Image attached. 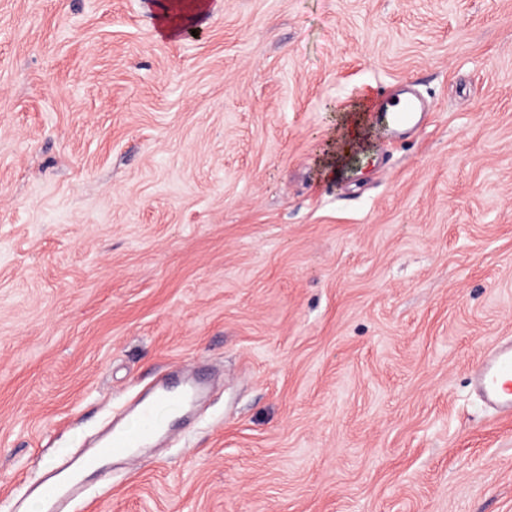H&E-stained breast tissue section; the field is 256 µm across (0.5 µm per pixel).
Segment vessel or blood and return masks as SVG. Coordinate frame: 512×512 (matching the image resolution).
Here are the masks:
<instances>
[{"mask_svg": "<svg viewBox=\"0 0 512 512\" xmlns=\"http://www.w3.org/2000/svg\"><path fill=\"white\" fill-rule=\"evenodd\" d=\"M422 114L419 100L404 96L382 108L377 120L395 135L417 127ZM471 384L494 416L512 417L511 340L483 354L471 371ZM207 390V379L201 373L180 369L165 373L128 406L125 416L115 417L86 448L71 455L63 465L47 470L40 483L33 485L36 493L47 486L54 489L43 500L45 512H69L89 478L109 473L113 459H139L144 449L167 437L174 424L190 414Z\"/></svg>", "mask_w": 512, "mask_h": 512, "instance_id": "1", "label": "vessel or blood"}]
</instances>
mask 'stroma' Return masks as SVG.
<instances>
[{
  "instance_id": "1",
  "label": "stroma",
  "mask_w": 512,
  "mask_h": 512,
  "mask_svg": "<svg viewBox=\"0 0 512 512\" xmlns=\"http://www.w3.org/2000/svg\"><path fill=\"white\" fill-rule=\"evenodd\" d=\"M0 0V512L175 364L73 512H512V0ZM429 114L323 178L336 112ZM471 384L496 417H512V341L500 342L483 354L471 371Z\"/></svg>"
}]
</instances>
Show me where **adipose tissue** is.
<instances>
[{
  "label": "adipose tissue",
  "instance_id": "ef3b65f1",
  "mask_svg": "<svg viewBox=\"0 0 512 512\" xmlns=\"http://www.w3.org/2000/svg\"><path fill=\"white\" fill-rule=\"evenodd\" d=\"M364 105H356L337 114L336 135L318 149L323 158L324 172L340 176L352 153H368L373 130L364 120Z\"/></svg>",
  "mask_w": 512,
  "mask_h": 512
}]
</instances>
